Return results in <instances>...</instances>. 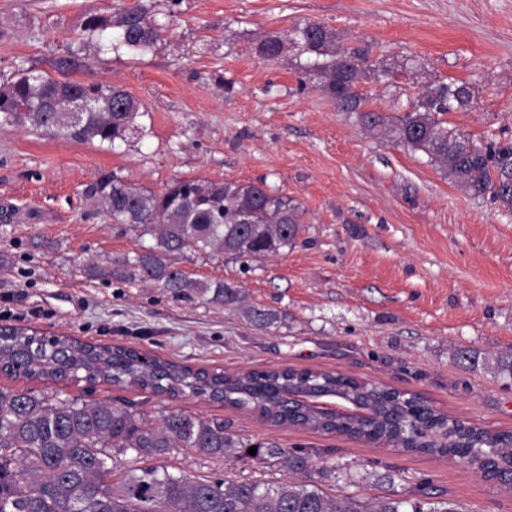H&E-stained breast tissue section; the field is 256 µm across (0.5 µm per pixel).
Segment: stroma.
<instances>
[{"label": "stroma", "instance_id": "stroma-1", "mask_svg": "<svg viewBox=\"0 0 512 512\" xmlns=\"http://www.w3.org/2000/svg\"><path fill=\"white\" fill-rule=\"evenodd\" d=\"M136 0H0V85L28 70L117 84L140 104L114 145L0 125V325L145 351L193 369L235 373L293 368L342 373L421 396L438 410L512 431V378L494 366L512 353V213L459 187L426 155L338 111L306 56H258L263 33L301 21L371 61H424L390 85L361 83L370 109L401 114L435 80L465 81L476 98L448 113L477 142L512 139V0H145L170 24L153 51L99 49L88 16ZM160 192L178 179L266 182L303 211L293 249L252 263L187 251L190 278L240 286L276 311L267 329L240 310L178 300L115 276L140 252L139 231L113 223L84 193L105 174ZM0 388L120 398L149 420L182 411L220 418L245 443L303 448L342 498L395 494L462 512H512V492L467 464L301 428L274 426L195 397L100 382L55 384L0 374ZM170 471L281 481L276 459L211 458L180 449Z\"/></svg>", "mask_w": 512, "mask_h": 512}]
</instances>
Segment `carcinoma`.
Wrapping results in <instances>:
<instances>
[{
    "label": "carcinoma",
    "mask_w": 512,
    "mask_h": 512,
    "mask_svg": "<svg viewBox=\"0 0 512 512\" xmlns=\"http://www.w3.org/2000/svg\"><path fill=\"white\" fill-rule=\"evenodd\" d=\"M109 28L115 31L112 49L145 54L157 44L164 25L141 0L118 8L110 21L89 16L83 23V31L90 35ZM290 35L300 54L313 58L305 74L317 79L338 110L356 113L365 128H380L396 142L424 153L472 196L486 197L512 212V142L478 145L443 119L444 114L471 105L475 97L471 84L435 81L408 100L405 113L386 116L367 108L357 86L364 81L387 85L401 70L417 72L422 62L412 58L398 70L372 63L360 49L337 47L336 34L317 22L298 24ZM283 49L280 36L267 34L257 53L273 61ZM101 88L99 83L23 73L0 88V125L31 126L75 141L112 145L132 129L139 103L118 85H111L110 96ZM56 99H69L81 111L42 109ZM85 194L112 216L113 223L127 224L154 240L125 261L130 270L121 272V277L151 282L177 299L240 307L256 327L268 328L278 320L270 309L243 306L244 295L233 284L189 278L174 266L171 255L190 250L224 254L244 263L281 255L295 246L303 230V210L288 195L263 181L203 179L180 180L156 194L114 174L89 184ZM0 372L56 383L102 381L168 396L204 397L256 412L276 426L309 428L440 457L485 443L490 434L485 428L458 424L452 439L444 442L430 433L404 430L393 412L406 415L416 404L413 395L340 373L311 369L211 373L160 357L144 362L139 351L129 347L43 336L19 326L0 331ZM308 383L367 402L373 421L366 424L288 407V390ZM242 447L222 419L170 412L151 422L120 399L80 402L57 392L0 389V512H458L448 501L332 498L311 480V473L326 480L336 475L334 469L314 471L304 450L273 443L256 444L255 455L280 459L294 475L288 482L196 479L165 466H142L148 460L165 459L178 448L226 458ZM114 451L125 456L120 466L113 462Z\"/></svg>",
    "instance_id": "obj_1"
}]
</instances>
